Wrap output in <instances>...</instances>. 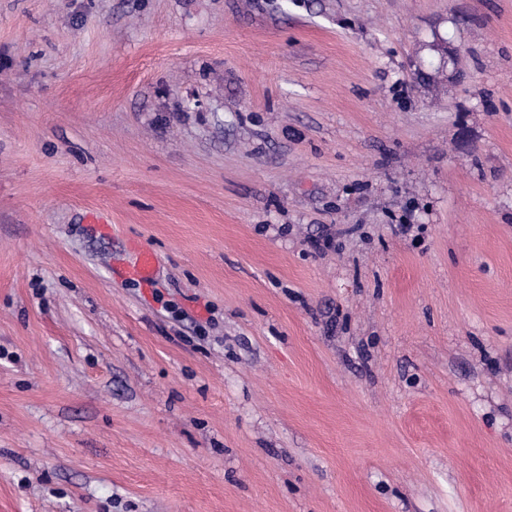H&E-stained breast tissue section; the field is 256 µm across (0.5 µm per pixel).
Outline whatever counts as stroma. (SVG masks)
<instances>
[{
  "label": "stroma",
  "mask_w": 512,
  "mask_h": 512,
  "mask_svg": "<svg viewBox=\"0 0 512 512\" xmlns=\"http://www.w3.org/2000/svg\"><path fill=\"white\" fill-rule=\"evenodd\" d=\"M0 512H512V0H0Z\"/></svg>",
  "instance_id": "stroma-1"
}]
</instances>
